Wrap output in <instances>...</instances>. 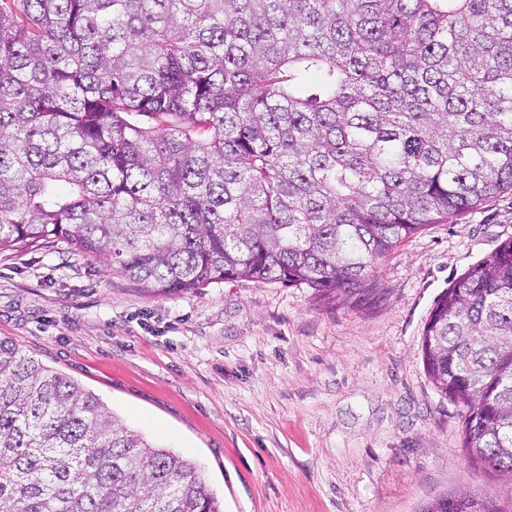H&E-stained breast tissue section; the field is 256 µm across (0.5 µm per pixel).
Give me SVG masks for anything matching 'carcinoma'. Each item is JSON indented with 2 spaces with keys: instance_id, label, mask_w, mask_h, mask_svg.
Segmentation results:
<instances>
[{
  "instance_id": "carcinoma-1",
  "label": "carcinoma",
  "mask_w": 512,
  "mask_h": 512,
  "mask_svg": "<svg viewBox=\"0 0 512 512\" xmlns=\"http://www.w3.org/2000/svg\"><path fill=\"white\" fill-rule=\"evenodd\" d=\"M504 192L512 0H0V250L64 242L154 295L370 298L375 258ZM422 353L473 459L512 474V239L453 282ZM0 512L224 506L0 339Z\"/></svg>"
}]
</instances>
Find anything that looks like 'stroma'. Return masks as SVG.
<instances>
[{
    "instance_id": "35a3bbf8",
    "label": "stroma",
    "mask_w": 512,
    "mask_h": 512,
    "mask_svg": "<svg viewBox=\"0 0 512 512\" xmlns=\"http://www.w3.org/2000/svg\"><path fill=\"white\" fill-rule=\"evenodd\" d=\"M512 239V193L376 258L378 299L227 281L152 296L68 245L0 252V338L192 460L224 512H418L443 491L512 499L422 356L437 300Z\"/></svg>"
}]
</instances>
